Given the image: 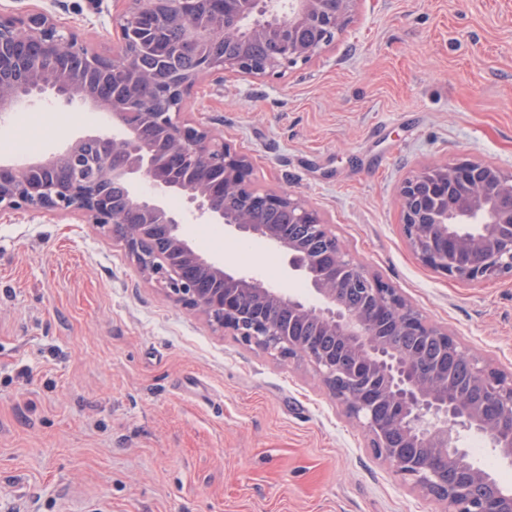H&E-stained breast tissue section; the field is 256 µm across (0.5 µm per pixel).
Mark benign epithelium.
I'll return each mask as SVG.
<instances>
[{
	"label": "benign epithelium",
	"mask_w": 512,
	"mask_h": 512,
	"mask_svg": "<svg viewBox=\"0 0 512 512\" xmlns=\"http://www.w3.org/2000/svg\"><path fill=\"white\" fill-rule=\"evenodd\" d=\"M358 2L289 0L288 11L280 15L278 22L254 27L242 35L227 30L222 15L211 17L204 26H195L184 11L185 0H150V4L160 5V20L184 26L191 32L190 40L201 48L209 47L218 36L236 45L262 41L277 48L274 55L256 67L248 65L243 51L226 54L218 62L205 53L199 56L194 70L176 75L172 83L159 89L160 106L152 110L142 107L133 94L136 86L147 79L136 66L131 39L138 30L135 20L142 10L141 0H128V6L119 14L113 28L116 50L111 53L94 49L70 29L61 33L62 23L37 4L21 17L0 14V72L7 63L6 47L24 41L34 44L52 65L65 55H78L105 71L120 64L127 71L131 91L119 104L100 97L79 80L59 86V71L51 67L38 70L28 98L53 95L78 99L112 113L121 134H86L63 150L25 166L0 164V214L25 208L51 219L75 216L110 231L134 264L161 283L175 303L201 312L210 325L270 354L308 361L336 400L363 425L370 447L385 457L402 478L446 503L448 512H512V495L502 492L498 483L474 466L457 444V429L464 428L480 433L493 447L512 455V380L490 369L446 330L425 321L397 289L355 264L317 210L288 192H265L258 200L262 206L288 210L297 223L309 226L313 237L327 244L316 257L293 244L286 247L289 267L311 275L310 283L321 305L307 304L276 288L262 286L247 292L255 305L286 306L294 315L318 319L324 330L337 337L357 359V373L353 375L345 373L314 344L286 335L276 321H246L240 313L239 291L243 283L251 284L253 279L198 252L186 236L178 213L163 201L140 198L139 213L153 230L172 239L185 264L205 277L224 281L231 290L204 293L166 256L147 251V235L141 226L123 223L98 183L81 173L74 174L63 188L30 179V171L49 170L63 155L76 159L86 142L95 141L102 152L101 178L124 184L131 195H136V186L143 182L181 191L205 221L224 224L249 236L268 235L265 226L251 223L247 214L224 213L217 199L248 184L251 162L209 127L184 119V103L205 78L213 77L218 82L228 77L257 78L299 61H310L350 25ZM19 101L20 97L0 78V112L14 111ZM141 122L153 125L166 140L169 152L178 155L190 169L203 161L206 169H219L223 175L212 180L198 177L184 185L167 182L162 160L138 138ZM450 184L463 189L448 208L440 205V200ZM398 202L405 238L425 266L461 283L512 276V172L479 160L427 165L400 184ZM348 280L364 289L365 307L353 309L341 303L340 294ZM384 328L393 334L435 338L447 352L465 355L471 382L488 395V401L460 398L446 370L415 369L409 354L381 336Z\"/></svg>",
	"instance_id": "1"
}]
</instances>
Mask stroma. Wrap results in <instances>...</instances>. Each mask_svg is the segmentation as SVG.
<instances>
[{
    "label": "stroma",
    "mask_w": 512,
    "mask_h": 512,
    "mask_svg": "<svg viewBox=\"0 0 512 512\" xmlns=\"http://www.w3.org/2000/svg\"><path fill=\"white\" fill-rule=\"evenodd\" d=\"M98 51L121 0H42ZM48 156L107 131L101 111L48 96ZM190 120L253 168L252 188L316 209L342 247L493 370L512 377V278L458 283L419 262L396 193L432 163L512 171V0H359L349 28L281 73L201 81ZM195 248L306 303L275 244L219 224ZM460 445L512 492V458ZM0 512H444L369 447L314 368L273 357L166 297L91 224L0 215Z\"/></svg>",
    "instance_id": "stroma-1"
}]
</instances>
